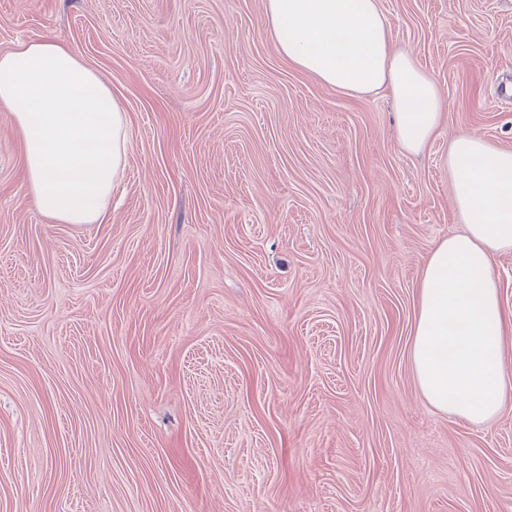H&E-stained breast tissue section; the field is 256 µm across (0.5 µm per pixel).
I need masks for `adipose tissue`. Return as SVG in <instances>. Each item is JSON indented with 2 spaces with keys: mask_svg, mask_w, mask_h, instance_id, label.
I'll list each match as a JSON object with an SVG mask.
<instances>
[{
  "mask_svg": "<svg viewBox=\"0 0 512 512\" xmlns=\"http://www.w3.org/2000/svg\"><path fill=\"white\" fill-rule=\"evenodd\" d=\"M282 56L348 94L388 91L401 148L423 150L443 121L438 88L394 50L380 0H265ZM0 107L12 111L38 208L65 224H94L129 152L126 112L68 47L46 37L0 54ZM462 232L438 242L419 282L410 360L424 400L473 424L493 421L512 393V313L493 273L512 252V149L475 135L448 144Z\"/></svg>",
  "mask_w": 512,
  "mask_h": 512,
  "instance_id": "ef3b65f1",
  "label": "adipose tissue"
}]
</instances>
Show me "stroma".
<instances>
[{
	"label": "stroma",
	"mask_w": 512,
	"mask_h": 512,
	"mask_svg": "<svg viewBox=\"0 0 512 512\" xmlns=\"http://www.w3.org/2000/svg\"><path fill=\"white\" fill-rule=\"evenodd\" d=\"M381 6L439 91L418 155L264 0H0V54L57 38L131 140L102 222L61 224L0 108V512H512V399L449 418L410 361L448 140L512 148V0Z\"/></svg>",
	"instance_id": "1"
}]
</instances>
